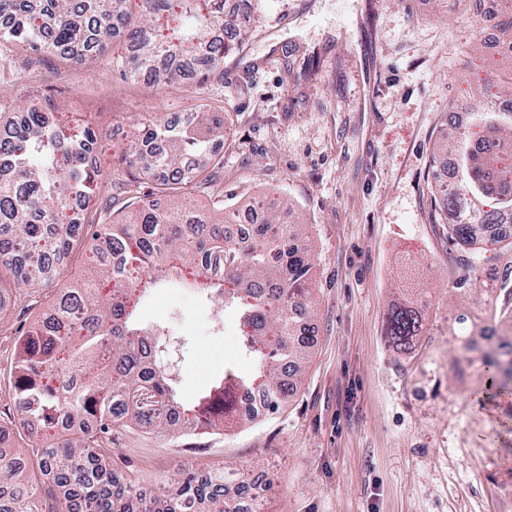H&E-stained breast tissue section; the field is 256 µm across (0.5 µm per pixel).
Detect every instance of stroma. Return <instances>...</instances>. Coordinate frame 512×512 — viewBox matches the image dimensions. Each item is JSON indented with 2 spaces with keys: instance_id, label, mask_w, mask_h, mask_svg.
<instances>
[{
  "instance_id": "obj_1",
  "label": "stroma",
  "mask_w": 512,
  "mask_h": 512,
  "mask_svg": "<svg viewBox=\"0 0 512 512\" xmlns=\"http://www.w3.org/2000/svg\"><path fill=\"white\" fill-rule=\"evenodd\" d=\"M480 24L471 0H250L248 37L223 69L161 88L122 77L119 37L82 65L0 47V108L35 103L59 127L88 126L113 185L135 182L153 199L134 138L161 118L220 112L213 186L184 188L196 209L217 217L220 203L263 196L288 202L303 226L317 334L291 398L218 434L115 432L121 478L149 487L181 462L260 471L261 512H512V396L485 397L475 352L449 329L462 311L491 309L482 277L512 266V252L485 245L462 271L431 192L449 112L474 106L489 77L512 87V55L486 51ZM464 273L471 289L461 293ZM413 294L431 304L423 336L404 350L385 320ZM211 316L187 288L155 289L141 312L175 347L189 403L225 363L253 368L238 356L234 315L218 334Z\"/></svg>"
}]
</instances>
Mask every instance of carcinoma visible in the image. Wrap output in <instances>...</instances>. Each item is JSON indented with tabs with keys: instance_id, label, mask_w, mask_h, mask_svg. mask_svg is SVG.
I'll list each match as a JSON object with an SVG mask.
<instances>
[{
	"instance_id": "cac0c4a2",
	"label": "carcinoma",
	"mask_w": 512,
	"mask_h": 512,
	"mask_svg": "<svg viewBox=\"0 0 512 512\" xmlns=\"http://www.w3.org/2000/svg\"><path fill=\"white\" fill-rule=\"evenodd\" d=\"M128 0H0V44L18 43L36 53L93 62L121 35L131 55L133 75L143 66L165 86L181 78L197 43L217 28L225 37L192 59L199 80L224 66V57L247 35L242 19L249 0H238L231 14L224 0H144L140 21L128 20ZM476 127L492 133H447L437 154H451L456 192L444 196L440 220L448 238L461 248L479 243L505 244L512 234L486 238V227L512 215V179L499 170L512 153V112L473 111ZM12 129L0 143V292L9 289L39 304L33 322L15 337L8 370L7 397L22 425L39 432L23 458L0 449V512H45L44 477L61 492V509L79 501L83 512H249L248 483L224 486V474L203 484L193 469L180 466L162 486L165 495L144 506L146 493L120 481L99 462L81 464L88 448L106 453L105 443L120 430L151 427L163 436L198 428L223 431L236 418L228 397L261 381L265 411L275 412L294 390L296 376L310 356L312 341L295 335L293 308L307 310L312 263L293 210L284 204L264 212L252 225L243 248L230 230L236 208H224L216 224L198 210L164 209L147 201L121 220L107 221L92 201L104 186L88 162L94 136L87 128L67 134L52 124L43 108L0 112ZM224 136V114L191 112L161 120L136 138L161 142L151 157L157 186L181 189L183 168L197 165L196 186L209 181L220 162L214 142ZM490 203V210L481 207ZM84 249L85 277L75 288L53 295L55 263ZM170 279L200 291L209 300L236 310L242 352L257 359L259 376L224 367L199 401L182 404L173 379L157 362L164 332L137 319V310L157 283ZM492 316L512 329V276L492 290ZM423 320L410 305L392 308L386 334L410 348L421 336ZM479 368L497 394L512 392V348L490 346Z\"/></svg>"
}]
</instances>
